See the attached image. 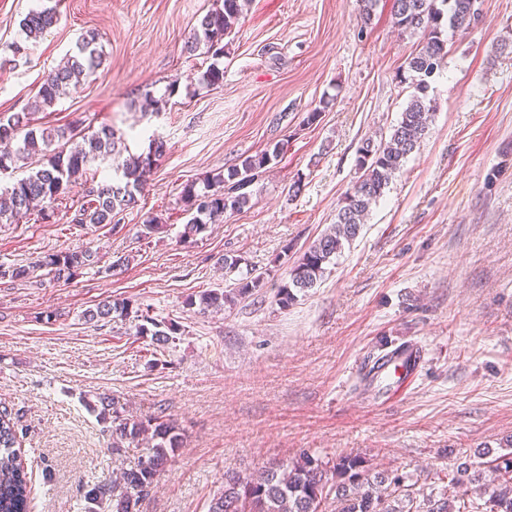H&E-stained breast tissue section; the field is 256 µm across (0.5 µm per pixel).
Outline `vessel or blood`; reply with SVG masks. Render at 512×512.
Instances as JSON below:
<instances>
[{
	"mask_svg": "<svg viewBox=\"0 0 512 512\" xmlns=\"http://www.w3.org/2000/svg\"><path fill=\"white\" fill-rule=\"evenodd\" d=\"M425 353L416 343L382 349L367 362L363 376L377 394H398L405 381L418 373Z\"/></svg>",
	"mask_w": 512,
	"mask_h": 512,
	"instance_id": "obj_1",
	"label": "vessel or blood"
}]
</instances>
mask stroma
<instances>
[{
	"instance_id": "stroma-1",
	"label": "stroma",
	"mask_w": 512,
	"mask_h": 512,
	"mask_svg": "<svg viewBox=\"0 0 512 512\" xmlns=\"http://www.w3.org/2000/svg\"><path fill=\"white\" fill-rule=\"evenodd\" d=\"M392 2L366 25L360 0H250L227 39L224 82L207 86L212 59L187 51L185 35L213 0H0V47L28 44L26 58L0 63V113L26 111L44 73L94 30L103 65L38 125L110 124L132 151L153 136L167 145L118 228L71 224L81 184L50 219L0 224V264L69 249L96 259L68 283L41 269L0 280V408L25 430L28 512H85L84 484L137 464L141 448L113 452L89 408L103 393L125 417L163 415L185 434L138 512H207L225 471L303 451L361 455L427 494L479 453L512 452V0H482L481 25L449 31L419 147L330 273L290 307L273 300L335 223L359 146L390 135L412 91L405 61L422 39L394 26ZM51 6L57 24L26 41L22 19ZM148 90L150 114L139 109ZM276 142L284 151L248 187V206L180 242L185 186ZM153 216L166 231L147 233ZM121 255L127 266L112 269ZM227 255L264 274L262 292L217 313L186 306L234 283ZM117 299L179 325L174 341L159 348L130 318L85 321ZM407 341L426 363L406 395L381 405L355 389L367 355Z\"/></svg>"
}]
</instances>
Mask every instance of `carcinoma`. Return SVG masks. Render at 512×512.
I'll use <instances>...</instances> for the list:
<instances>
[{
  "instance_id": "1",
  "label": "carcinoma",
  "mask_w": 512,
  "mask_h": 512,
  "mask_svg": "<svg viewBox=\"0 0 512 512\" xmlns=\"http://www.w3.org/2000/svg\"><path fill=\"white\" fill-rule=\"evenodd\" d=\"M448 13L436 6V0H393L394 24L403 32H422L425 42L408 59V71L413 73V92L401 118L388 140L363 142L357 151L358 180L346 192L344 205L331 225L307 250L289 272L288 283L280 286L275 302L287 308L297 301L298 294L315 287L327 273V266L341 252L343 243L356 237L373 203L380 198L396 172L400 171L408 155L419 145L427 128V120L434 110L428 97L429 82L441 67L446 55L443 38L444 25L465 29V20L476 0H442ZM248 0H216L215 7L187 34L185 47L191 52L204 49L215 62L202 75L208 85L224 82V68L219 59L224 57V38L239 24ZM58 21L57 7L33 10L23 19L22 31L29 40H36ZM98 35L88 31L76 43V52L67 65L47 72L43 83L26 112L0 113V173L12 171L18 163L40 154L44 163L29 170L27 176L0 188V224H9L21 213H35L45 220L51 217L54 204L64 200L72 185L83 178L94 163L109 162L115 179L86 189L87 201L74 211L71 223L105 224L117 226L120 215L136 205L158 161L165 153L160 139L149 141L147 150L132 153L125 143V135L113 126L103 125L87 132L73 128L36 126L32 115L54 106L62 97L77 89L81 82L93 76L102 65V54L97 49ZM23 138H18V135ZM81 138V144L64 149L58 143ZM284 144L275 143L263 152L245 157L241 163L217 174L204 183L203 191L195 185L186 186L183 197L192 217L183 226L180 238L188 241L201 233L206 220L237 212L249 203L245 189L283 152ZM95 263L88 250L60 251L44 256L35 265L5 266L0 264V279L25 280L37 269L47 270L56 280L70 282ZM264 276L248 271L228 290H209L186 300L189 306L201 310L223 309L258 293L264 288ZM129 315V302H106L86 313L88 320L99 322L112 319V314ZM139 334H151L158 346L169 344L178 326L161 324L145 314H136ZM99 419L106 424L112 436V450L121 451L125 443L139 439L146 448L136 466L124 471L122 491L110 480H98L83 488L86 512H136L138 500L128 494H148L157 482L168 458L182 447L184 434L171 419L162 416L145 421L123 417L114 409L112 398H99ZM19 418L3 408L0 410V512H23L29 498V481L20 461ZM409 477L390 476L374 472L366 460L358 455H341L327 461L308 452L286 464L263 466L242 476L224 473V489L214 496L208 512H512V453L479 462L477 466L463 463L450 478L455 494L444 491L417 499ZM480 502H463L469 486ZM460 501L462 505L455 506Z\"/></svg>"
}]
</instances>
